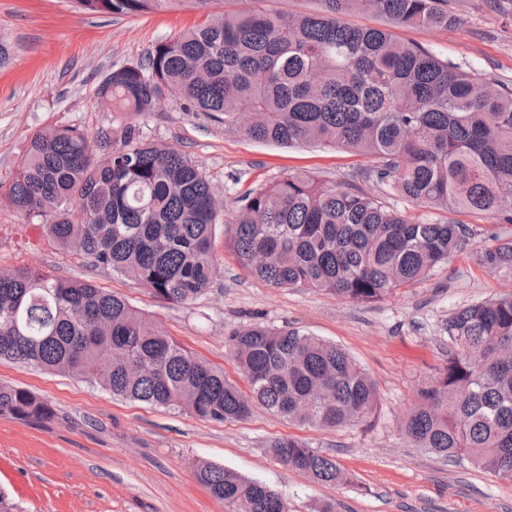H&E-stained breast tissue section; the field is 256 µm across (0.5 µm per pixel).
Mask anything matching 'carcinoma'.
I'll list each match as a JSON object with an SVG mask.
<instances>
[{"label": "carcinoma", "instance_id": "obj_1", "mask_svg": "<svg viewBox=\"0 0 512 512\" xmlns=\"http://www.w3.org/2000/svg\"><path fill=\"white\" fill-rule=\"evenodd\" d=\"M260 2L78 0L91 14L190 6L207 16L143 61L112 70L98 97L135 117L177 97L258 143L374 157L370 176L426 208L512 224V88L391 32L456 25L448 0H316L315 9L295 14ZM359 13L387 25L345 20ZM358 181L328 186L296 172L255 188L240 198L227 245L271 286L370 304L427 279L478 235L469 224L412 220ZM0 194L61 249L80 244L79 256L148 286L160 301L189 304L213 281L220 204L205 172L184 152L144 141L130 123L93 135L69 125L31 133ZM491 240L480 262L512 273V238ZM443 331L448 360L420 391L403 431L444 459L512 472V294L452 312ZM225 344L246 393L125 299L85 280L0 268V360L219 423L259 406L300 426L338 429L368 422L376 408L374 381L318 336L252 324L229 332ZM0 415L39 421L55 412L31 391L1 383ZM269 448L315 482L349 483L333 458L295 437ZM196 477L225 503L244 498L253 512H288L275 490L220 464L199 463Z\"/></svg>", "mask_w": 512, "mask_h": 512}]
</instances>
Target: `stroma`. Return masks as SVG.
Segmentation results:
<instances>
[{
	"label": "stroma",
	"mask_w": 512,
	"mask_h": 512,
	"mask_svg": "<svg viewBox=\"0 0 512 512\" xmlns=\"http://www.w3.org/2000/svg\"><path fill=\"white\" fill-rule=\"evenodd\" d=\"M450 6L461 18L458 26L402 27L396 36L489 82L511 84L512 0H450ZM203 19L193 9L112 16L86 13L75 0H0V43L10 54L0 68V182L9 180L27 137L44 126L95 132L120 123L121 114L96 94L102 79ZM135 124L144 140L197 161L223 205L210 289L189 305L159 301L148 288L61 251L2 196L0 267H38L112 291L237 383L242 376L224 347L232 329L258 321L336 343L375 382L377 415L370 425L337 430L300 427L260 408L246 419L215 423L184 409L115 399L77 377L0 362V383L28 388L55 410L47 421L0 416V494L15 512H232L198 483L201 461L267 484L288 512H321L327 505L333 512H512V480L443 460L401 430L419 391L448 358L441 330L448 315L512 292V275L479 260L492 235L512 236V224L489 214L450 213V220L477 226L472 245L426 281L377 303L276 288L239 266L226 245L242 195L299 170L337 186L372 167L374 158L249 141L174 98ZM288 435L335 457L351 483L327 486L286 469L268 445Z\"/></svg>",
	"instance_id": "1"
}]
</instances>
